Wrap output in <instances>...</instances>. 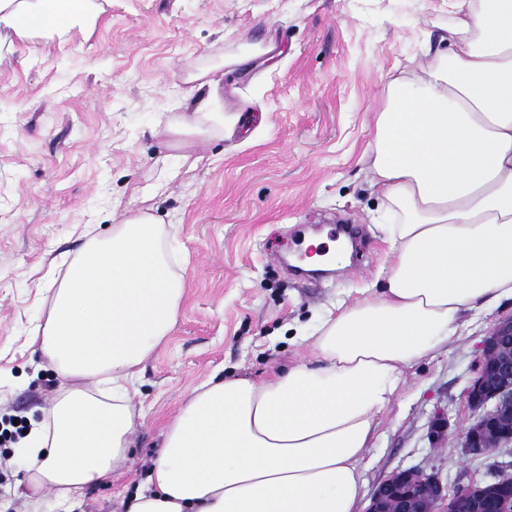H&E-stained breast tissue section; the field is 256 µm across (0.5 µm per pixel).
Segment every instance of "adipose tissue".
Returning <instances> with one entry per match:
<instances>
[{
	"instance_id": "obj_1",
	"label": "adipose tissue",
	"mask_w": 512,
	"mask_h": 512,
	"mask_svg": "<svg viewBox=\"0 0 512 512\" xmlns=\"http://www.w3.org/2000/svg\"><path fill=\"white\" fill-rule=\"evenodd\" d=\"M454 8L449 48L389 81L372 134L370 187L396 216L380 289L327 310L310 360L265 382L216 374L198 386L122 512H362L361 462L407 370L465 316L512 300V0ZM98 13L97 0H0V49L93 27ZM215 124L235 121L200 107L166 131L188 138ZM167 235L133 215L109 237L87 236L48 288L29 345L59 384L21 441L34 510L50 492L73 512L131 459L133 381L185 290Z\"/></svg>"
}]
</instances>
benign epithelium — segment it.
Listing matches in <instances>:
<instances>
[{"label":"benign epithelium","mask_w":512,"mask_h":512,"mask_svg":"<svg viewBox=\"0 0 512 512\" xmlns=\"http://www.w3.org/2000/svg\"><path fill=\"white\" fill-rule=\"evenodd\" d=\"M476 414L461 435L473 458L499 451L482 480L448 491L435 468H400L374 490L367 512H512V315L499 318L482 343L476 376L466 389Z\"/></svg>","instance_id":"1"}]
</instances>
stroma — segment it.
<instances>
[{
    "mask_svg": "<svg viewBox=\"0 0 512 512\" xmlns=\"http://www.w3.org/2000/svg\"><path fill=\"white\" fill-rule=\"evenodd\" d=\"M92 32L37 38L0 59V430L31 427L58 387L26 342L45 279L138 212L168 231L187 288L165 344L140 365L137 447L123 475L75 512H121L161 448L163 430L214 373L262 382L307 357L301 336L338 301L387 270L382 232L395 217L368 185V150L387 84L423 61L454 24L452 0H99ZM273 42L274 56L248 55ZM243 62L218 92L187 74ZM238 115L232 134L173 146L164 127L192 102ZM359 227L347 265L318 274L284 265L304 241ZM512 302L478 317L416 363L379 417L363 462L366 492L398 468H435L449 487L487 472L462 455L473 420L463 393L480 344ZM447 422L433 443L434 415ZM16 442L0 438V504L24 512Z\"/></svg>",
    "mask_w": 512,
    "mask_h": 512,
    "instance_id": "35a3bbf8",
    "label": "stroma"
}]
</instances>
